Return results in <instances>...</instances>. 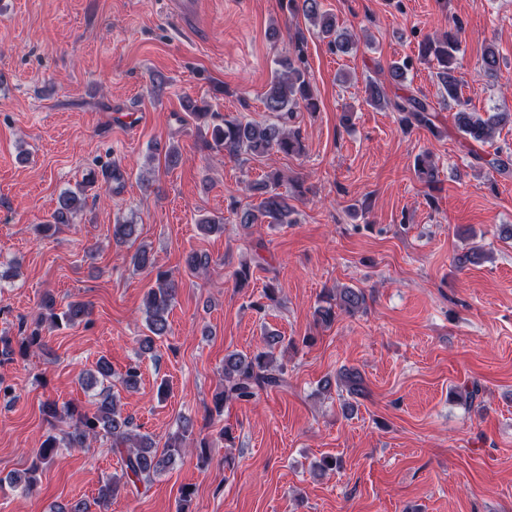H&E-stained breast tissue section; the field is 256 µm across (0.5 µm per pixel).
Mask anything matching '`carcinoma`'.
<instances>
[{
	"label": "carcinoma",
	"mask_w": 512,
	"mask_h": 512,
	"mask_svg": "<svg viewBox=\"0 0 512 512\" xmlns=\"http://www.w3.org/2000/svg\"><path fill=\"white\" fill-rule=\"evenodd\" d=\"M281 8L291 15L298 13L310 22L322 38L328 40L331 51L348 54L357 42V34L347 29L338 30L336 17L322 9L321 0H281ZM461 28L454 26L435 38L424 39L419 47L418 61L435 63L436 76L448 96L455 102V126L465 139L477 145L489 142L495 129L512 122L511 112H492L483 118L470 112L461 102V91L455 77V70L461 65ZM306 37L299 32L295 37L294 51L276 61L277 68L263 97L264 109L277 114L278 122H243L237 118L222 117L211 111L210 106L202 107L187 96L184 109L196 121V129L202 138V146L208 151L224 152L229 158L237 159L246 154L252 158H262L271 153L298 155L303 152L300 132L288 127V120L294 113L304 110L314 113L318 110V99L308 78V61L304 44ZM414 68V61L406 57L389 66L393 81L399 83ZM482 71L488 78L497 76L500 58L495 49L487 47L482 56ZM367 102L375 107L390 108L401 114V123L407 128H424L434 135L440 134L434 119V108L417 95L410 94L389 98L384 89L371 80L366 86ZM418 178L427 186L439 181V171L427 157L417 158ZM281 175L256 182L250 191L261 196L255 208L241 209L231 203L230 209L239 224L249 228L253 224H288L293 212L289 196L278 191ZM83 186L66 189L58 197L57 207L48 220L40 225L44 236L55 233L56 226L68 224L74 213L85 206L82 198ZM133 264L155 274L153 287L145 298V324L148 334L140 341V350L148 353L153 350L154 339L169 332L168 315L176 295V284L169 273L156 265L152 254L145 248L138 249L132 256ZM42 312L36 326L21 337L18 346H13L8 336H0V363L12 361L14 357L24 358L32 352L46 351L42 325L52 329L70 327L87 321L89 305L85 302L57 304L56 298L45 295L40 302ZM367 309V294L363 288L326 289L321 295L320 304L315 310V322L322 325L334 323L342 314L354 316ZM284 338L274 332L265 334L267 350L248 358L237 353L224 356L223 390L214 401L211 413L220 416L224 406L236 401H248L258 392L283 387L286 382L287 366L277 361L275 348ZM112 376L111 364L102 360L98 363L97 374L90 375L88 385H102L95 409L86 411L73 403L62 406L54 401L42 405L45 421L56 429L65 424L68 430L62 438L50 434L39 448L33 469L54 461L60 448H85L91 441L103 436L110 441L112 452L121 458V470L110 475L98 490L97 502L102 510H108L112 500L121 492L139 490V485H147L152 479L170 467L175 458L182 456L193 436V425L185 420L169 438L163 451H158L152 440L135 432L132 418L123 415L111 386L105 381ZM336 387L343 388L348 395L358 398L365 396L364 379L359 371L343 369L336 378Z\"/></svg>",
	"instance_id": "cac0c4a2"
}]
</instances>
